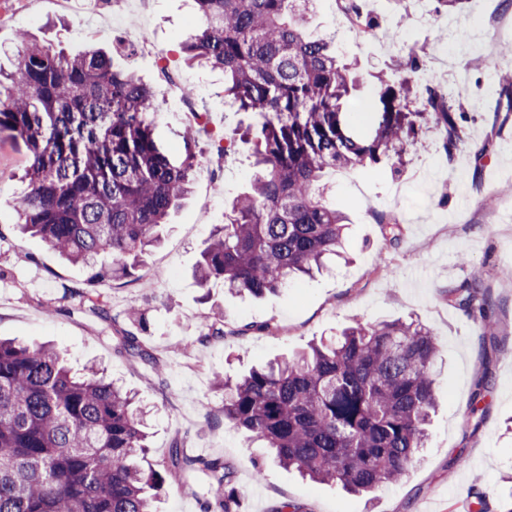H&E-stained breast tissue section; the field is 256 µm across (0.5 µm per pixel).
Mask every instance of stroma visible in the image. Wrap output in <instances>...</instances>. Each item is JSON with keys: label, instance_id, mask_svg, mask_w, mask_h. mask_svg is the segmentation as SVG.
I'll use <instances>...</instances> for the list:
<instances>
[{"label": "stroma", "instance_id": "35a3bbf8", "mask_svg": "<svg viewBox=\"0 0 512 512\" xmlns=\"http://www.w3.org/2000/svg\"><path fill=\"white\" fill-rule=\"evenodd\" d=\"M431 24L405 14L398 0H363V15L375 25L363 38L348 30L338 0H316L306 30L334 36L342 62L351 64L359 86L348 103L364 115L377 109L373 76L400 78L408 52L425 49L418 88L440 81L464 116L466 142L454 160L441 148V134L422 130L404 166L327 175L326 199L348 217L346 256L327 261L314 276L260 299L225 292L222 282L200 286L194 275L202 249L227 205L253 179L250 139L258 118L224 100V73L179 62L180 46L198 25L193 0H0V70L11 71L17 34L71 53L115 42L139 47L148 32L172 61L178 81L191 88L210 113L215 130L234 144L222 169L194 182L190 195L158 228L159 246L146 254L133 277L90 282L88 269L69 264L42 239L15 231L13 207L26 190L23 149L0 142V337L48 343L74 371L91 363L105 367L150 406V452L159 465L174 439L190 454L218 458L236 470L244 512H275L282 504L302 512H456L479 485L493 512H512V122L493 125L490 86L505 62L501 43L512 42V0H468L463 9L438 12ZM134 67L157 93L161 111L155 134L174 156L184 152L186 117L169 109L168 85L141 60ZM483 159H476L477 150ZM401 226L386 237L375 216ZM477 277L491 302L495 341L484 340L479 318L449 306L446 293ZM101 293L112 322L79 311L88 288ZM140 308L149 326L145 340L161 360V374L117 353L113 322ZM220 313L232 333L224 341L195 343L204 316ZM415 319L442 342L435 363L438 403L420 463L376 497L317 483L270 461L263 443L224 420V395L215 374L237 377L253 366L330 337L353 321ZM277 334L263 332L266 323ZM251 330L243 336L233 330ZM489 385L482 417L469 418L477 385ZM211 494L205 473L188 475L161 494L157 512H201Z\"/></svg>", "mask_w": 512, "mask_h": 512}]
</instances>
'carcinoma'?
I'll return each mask as SVG.
<instances>
[{
  "label": "carcinoma",
  "instance_id": "cac0c4a2",
  "mask_svg": "<svg viewBox=\"0 0 512 512\" xmlns=\"http://www.w3.org/2000/svg\"><path fill=\"white\" fill-rule=\"evenodd\" d=\"M194 2L199 25L181 45L185 60L224 70V98L262 118L252 139L257 172L201 253V286L221 281L255 297L288 286L342 252L346 217L320 188L327 172L388 156L400 163L424 124L440 130L450 158L465 143L462 115L441 90L427 89L424 111L410 110L409 75L378 78V112L368 132H357L346 112L357 84L351 67L331 42L305 32L313 0ZM134 55L67 54L26 35L14 71L0 80V136L27 157L15 228L99 279L132 275L158 242L157 227L200 165L196 142L210 143L216 166L228 150L198 113L184 154L170 155L155 136V92L130 63ZM494 95L509 119L512 77L498 76ZM446 299L479 315L484 338H494L477 278ZM229 333L209 317L195 342ZM117 334L119 353L160 369L143 337ZM439 349L416 320L357 321L333 340L215 384L224 389V419L264 442L280 466L373 494L404 477L426 447ZM146 429V411L97 367L74 373L51 346L0 340V512H155L158 495L195 471L213 486L203 512H242L235 470L188 454L178 439L162 464L143 467Z\"/></svg>",
  "mask_w": 512,
  "mask_h": 512
}]
</instances>
